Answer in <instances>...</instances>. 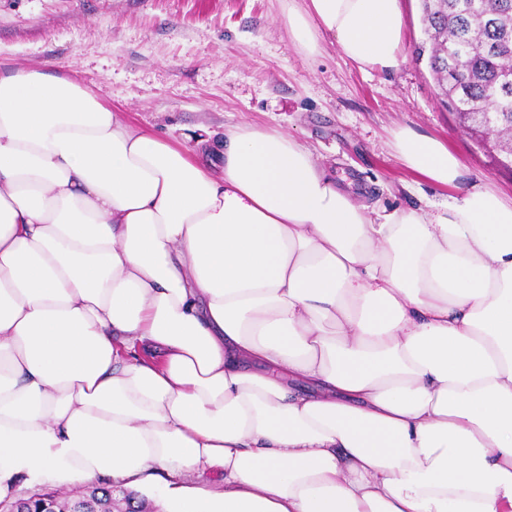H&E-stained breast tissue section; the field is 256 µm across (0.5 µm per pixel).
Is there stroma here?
I'll return each mask as SVG.
<instances>
[{"mask_svg": "<svg viewBox=\"0 0 512 512\" xmlns=\"http://www.w3.org/2000/svg\"><path fill=\"white\" fill-rule=\"evenodd\" d=\"M289 0H0V75L66 76L138 126L178 138L205 128L274 127L327 165L376 210L418 209L476 178L512 194V172L456 129L414 48L420 0H401L400 66L361 71L331 36L319 53L294 45ZM409 128L447 143L462 163L455 189L409 172L391 134Z\"/></svg>", "mask_w": 512, "mask_h": 512, "instance_id": "obj_1", "label": "stroma"}]
</instances>
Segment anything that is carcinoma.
Returning <instances> with one entry per match:
<instances>
[{"mask_svg":"<svg viewBox=\"0 0 512 512\" xmlns=\"http://www.w3.org/2000/svg\"><path fill=\"white\" fill-rule=\"evenodd\" d=\"M421 12L416 59H427L448 111L511 128L512 0H421Z\"/></svg>","mask_w":512,"mask_h":512,"instance_id":"cac0c4a2","label":"carcinoma"}]
</instances>
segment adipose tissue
<instances>
[{
    "mask_svg": "<svg viewBox=\"0 0 512 512\" xmlns=\"http://www.w3.org/2000/svg\"><path fill=\"white\" fill-rule=\"evenodd\" d=\"M405 24L400 0L288 10L363 71L398 67ZM392 143L460 174L435 137ZM214 470L219 494L182 482ZM46 475L157 512H512V198L380 214L283 131L188 148L0 76V501Z\"/></svg>",
    "mask_w": 512,
    "mask_h": 512,
    "instance_id": "adipose-tissue-1",
    "label": "adipose tissue"
}]
</instances>
